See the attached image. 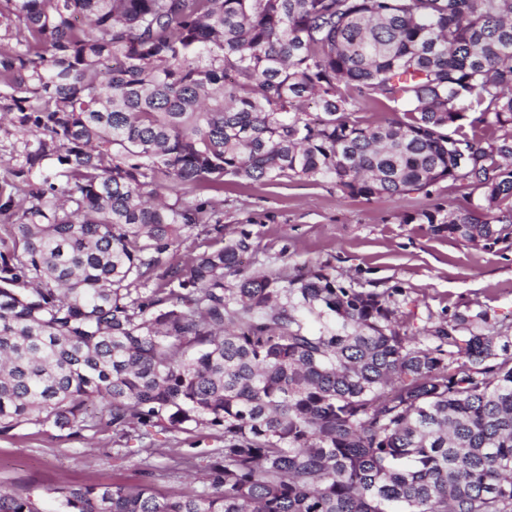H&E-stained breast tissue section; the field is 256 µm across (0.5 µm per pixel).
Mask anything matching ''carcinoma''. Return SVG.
Returning a JSON list of instances; mask_svg holds the SVG:
<instances>
[{"label":"carcinoma","instance_id":"cac0c4a2","mask_svg":"<svg viewBox=\"0 0 512 512\" xmlns=\"http://www.w3.org/2000/svg\"><path fill=\"white\" fill-rule=\"evenodd\" d=\"M2 101L27 141L0 192V434L224 443L190 495L69 486L58 512H512L508 329L418 337L402 288L246 267L251 233L195 195L326 181L512 238V0H0ZM0 512L40 509L0 486ZM156 448H164V450H168L167 448H182V451L190 450L187 448H192V441L194 440L193 434L181 433L176 431H162L156 433L153 437ZM177 440H182L181 444H177Z\"/></svg>","mask_w":512,"mask_h":512}]
</instances>
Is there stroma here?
<instances>
[{
  "instance_id": "obj_1",
  "label": "stroma",
  "mask_w": 512,
  "mask_h": 512,
  "mask_svg": "<svg viewBox=\"0 0 512 512\" xmlns=\"http://www.w3.org/2000/svg\"><path fill=\"white\" fill-rule=\"evenodd\" d=\"M228 228L248 229L255 267L294 274L302 267L333 268L339 281L358 288L407 289L400 318L424 325L443 313L484 311L512 327V240L491 248L433 234L428 225L401 223L426 206L417 195L401 198L343 197L328 182H225ZM128 455L117 458V447ZM137 441L120 443L115 432L70 438L52 425L22 426L0 434V486L32 497L41 512H56L57 491L71 485L143 479ZM152 486L162 494L200 488L198 469L152 458Z\"/></svg>"
}]
</instances>
